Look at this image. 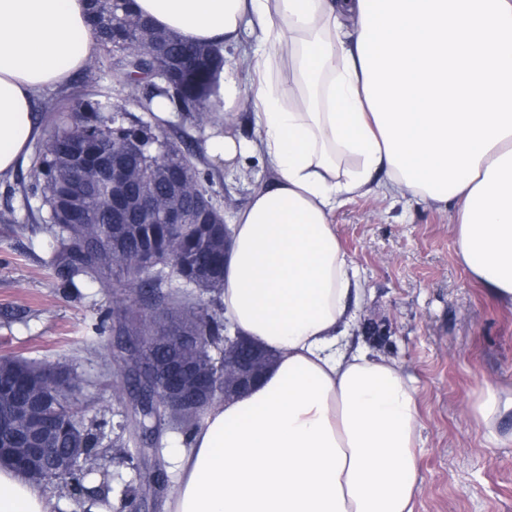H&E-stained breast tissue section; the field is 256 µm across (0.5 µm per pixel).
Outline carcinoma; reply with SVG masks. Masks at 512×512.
Here are the masks:
<instances>
[{"label":"carcinoma","instance_id":"obj_1","mask_svg":"<svg viewBox=\"0 0 512 512\" xmlns=\"http://www.w3.org/2000/svg\"><path fill=\"white\" fill-rule=\"evenodd\" d=\"M131 0H90L91 22L100 45L107 50L130 44L116 63L114 79L130 89L137 103L154 112L161 99L174 109L183 103L187 116L201 119L208 112L213 62L209 48L188 45L176 34L166 33L165 52L159 55L149 47L157 32L148 20L136 15ZM193 53L191 68L174 67L166 83H159L153 70L169 61ZM113 107L106 92L97 98L78 95L68 113L56 116L53 129L36 147L34 182L25 189L33 196L43 190L38 207L39 219L50 226V264L72 286L78 280H93L104 286L117 283L133 303L118 324L124 336H156L158 340L140 347L123 349L125 366L147 374L154 367L180 357L196 362L193 337H207L217 343L223 339L224 321L205 304L191 301L192 289L202 288L212 298L224 288L223 216L199 201L197 194H179L181 186L194 182L206 188L210 173L199 169L181 151L166 149L168 136L157 125L113 120ZM132 137L144 141L140 153H127L126 164L139 173L117 190L100 185L97 177L112 166V151L122 148ZM149 189L160 200L171 203L191 216L193 223L174 229L167 224L130 222L131 210ZM153 253L155 265H145L142 256ZM180 330L185 340L170 344L165 337ZM64 366L50 367L17 355L0 357V413L32 406L54 415L57 446L68 453L84 448L95 453L109 421L101 419L91 429L79 420L71 401ZM150 377L137 387V403L125 425L134 448L115 440L114 463L131 469L156 445L155 438L174 422L184 438L198 428L203 405L170 416L154 400ZM37 426L16 428L1 433L0 442L15 447L26 444Z\"/></svg>","mask_w":512,"mask_h":512}]
</instances>
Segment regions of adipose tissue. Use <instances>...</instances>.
Returning a JSON list of instances; mask_svg holds the SVG:
<instances>
[{
  "label": "adipose tissue",
  "mask_w": 512,
  "mask_h": 512,
  "mask_svg": "<svg viewBox=\"0 0 512 512\" xmlns=\"http://www.w3.org/2000/svg\"><path fill=\"white\" fill-rule=\"evenodd\" d=\"M133 8L219 53L254 22L270 49L255 67L258 141L217 132L206 148L229 164L263 150L276 172L230 226L220 296L232 332L274 362L251 389L205 409L177 451L168 512H413L415 390L396 361L350 341L364 288L333 218L356 196L429 195L387 160L349 38L362 30L359 0H133ZM98 51L86 0H0V179L43 136L36 101L68 91ZM477 172L435 206L452 221L461 265L512 306V135ZM476 413L499 440L512 390L486 387ZM0 512H51V504L37 484L0 467Z\"/></svg>",
  "instance_id": "adipose-tissue-1"
}]
</instances>
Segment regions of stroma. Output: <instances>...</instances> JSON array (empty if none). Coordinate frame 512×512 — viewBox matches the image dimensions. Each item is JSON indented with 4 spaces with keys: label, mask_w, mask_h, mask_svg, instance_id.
I'll use <instances>...</instances> for the list:
<instances>
[{
    "label": "stroma",
    "mask_w": 512,
    "mask_h": 512,
    "mask_svg": "<svg viewBox=\"0 0 512 512\" xmlns=\"http://www.w3.org/2000/svg\"><path fill=\"white\" fill-rule=\"evenodd\" d=\"M254 43L224 49L238 84L242 106L216 114L215 124L196 125L173 115L169 137L211 175V190L230 198L232 219L254 187L274 170L258 153L229 167L209 155L212 127L246 141L258 132L250 98ZM104 89L113 105L150 120L126 89L113 84L105 66L78 73L68 92L37 102L35 112L50 127L52 111H69L75 96ZM32 180L30 162L0 179V356L20 355L38 363L69 367L80 376L73 399L85 424L107 419L119 424L123 402L115 397L111 329L94 332L112 313L111 288L84 280L64 283L49 264L47 224L38 219V198H25ZM336 231L353 259L366 291L352 343H365L397 360L413 380L420 427L417 456L421 482L414 512H512V420L506 437L488 441L471 412L485 384L512 387V307L501 304L458 262L447 216L418 200L356 197L337 209ZM374 321L382 333L367 334ZM111 438H104L86 480L110 500L112 512H127L123 491L151 481L149 470H131L112 461Z\"/></svg>",
    "instance_id": "obj_1"
}]
</instances>
